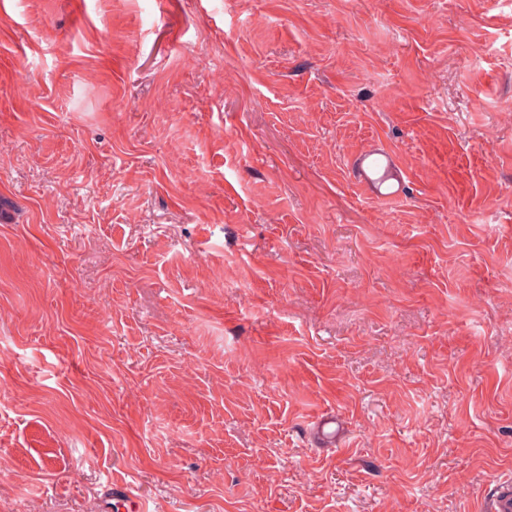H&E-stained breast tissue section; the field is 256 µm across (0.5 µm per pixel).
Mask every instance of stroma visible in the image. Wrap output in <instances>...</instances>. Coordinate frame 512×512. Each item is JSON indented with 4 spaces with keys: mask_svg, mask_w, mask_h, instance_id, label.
I'll list each match as a JSON object with an SVG mask.
<instances>
[{
    "mask_svg": "<svg viewBox=\"0 0 512 512\" xmlns=\"http://www.w3.org/2000/svg\"><path fill=\"white\" fill-rule=\"evenodd\" d=\"M108 479L151 512L512 490V0H11L0 512ZM357 170L362 180L379 198L388 199L402 193L401 179L386 152H373L363 156L358 162Z\"/></svg>",
    "mask_w": 512,
    "mask_h": 512,
    "instance_id": "35a3bbf8",
    "label": "stroma"
}]
</instances>
